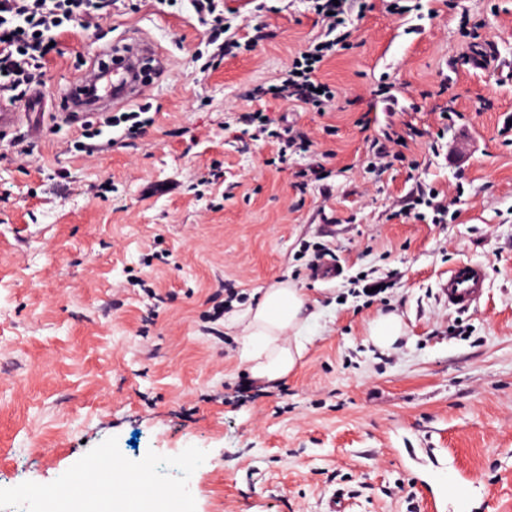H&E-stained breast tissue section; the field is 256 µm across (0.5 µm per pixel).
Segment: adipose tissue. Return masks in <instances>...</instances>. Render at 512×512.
Masks as SVG:
<instances>
[{"label":"adipose tissue","instance_id":"obj_1","mask_svg":"<svg viewBox=\"0 0 512 512\" xmlns=\"http://www.w3.org/2000/svg\"><path fill=\"white\" fill-rule=\"evenodd\" d=\"M319 316L307 293L286 279L265 288L255 305L235 312L231 323L239 330L241 358L252 376L265 383L288 377Z\"/></svg>","mask_w":512,"mask_h":512}]
</instances>
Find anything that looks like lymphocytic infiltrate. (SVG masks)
I'll list each match as a JSON object with an SVG mask.
<instances>
[{
	"label": "lymphocytic infiltrate",
	"mask_w": 512,
	"mask_h": 512,
	"mask_svg": "<svg viewBox=\"0 0 512 512\" xmlns=\"http://www.w3.org/2000/svg\"><path fill=\"white\" fill-rule=\"evenodd\" d=\"M350 0H314L313 10L322 18L330 37L313 42L294 57L274 95L294 106L322 107L329 101L319 72L337 46H348L346 27ZM110 0H0V94L12 101L29 99L43 84L44 69L53 53L54 31L76 20L98 27Z\"/></svg>",
	"instance_id": "f902f5d3"
}]
</instances>
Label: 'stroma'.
Returning a JSON list of instances; mask_svg holds the SVG:
<instances>
[{
  "label": "stroma",
  "instance_id": "stroma-1",
  "mask_svg": "<svg viewBox=\"0 0 512 512\" xmlns=\"http://www.w3.org/2000/svg\"><path fill=\"white\" fill-rule=\"evenodd\" d=\"M404 2L352 13L350 47L320 71L322 111L268 92L324 30L310 0H224L241 48L206 70L191 0H117L100 30L60 36L33 154L0 140V512L43 487L61 498L63 474L106 454L155 469L191 512H326L334 497L346 512H455L416 480L437 466L475 482L485 512H512V0ZM476 26L496 47L485 70L466 63ZM143 34L168 58L140 99L153 125L104 128L115 145L81 152L57 101L103 44ZM244 112L287 115L309 150L277 163ZM365 117L405 135V162L375 168ZM319 157L323 180L300 187ZM419 185L445 195L443 222L406 217ZM324 245L332 280L313 267ZM461 260L488 279L455 312L439 282ZM281 278L323 314L293 373L239 396L250 374L217 307ZM386 312L405 334L381 349L366 328Z\"/></svg>",
  "mask_w": 512,
  "mask_h": 512
}]
</instances>
